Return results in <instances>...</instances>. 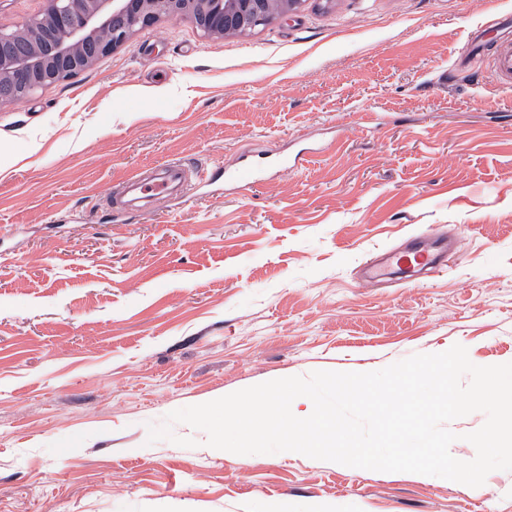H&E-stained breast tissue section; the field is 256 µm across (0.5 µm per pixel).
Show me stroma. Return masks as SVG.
<instances>
[{
	"label": "stroma",
	"mask_w": 512,
	"mask_h": 512,
	"mask_svg": "<svg viewBox=\"0 0 512 512\" xmlns=\"http://www.w3.org/2000/svg\"><path fill=\"white\" fill-rule=\"evenodd\" d=\"M512 0H306L247 36L186 16L0 109V512H512L482 490L302 454L215 452L171 411L463 345L512 362ZM277 152L251 185L223 168ZM170 159L184 196L107 204ZM452 236L429 276L357 271Z\"/></svg>",
	"instance_id": "obj_1"
}]
</instances>
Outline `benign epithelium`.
<instances>
[{
	"mask_svg": "<svg viewBox=\"0 0 512 512\" xmlns=\"http://www.w3.org/2000/svg\"><path fill=\"white\" fill-rule=\"evenodd\" d=\"M44 10L33 17L41 46L21 43L17 34L0 29V78L7 72L30 74L28 94L73 77L99 57L120 46L130 34L127 19L150 25L159 18L166 0H45ZM303 0H247L251 13L240 9L241 0H212L205 33L222 38L240 30L271 23L295 12Z\"/></svg>",
	"mask_w": 512,
	"mask_h": 512,
	"instance_id": "benign-epithelium-1",
	"label": "benign epithelium"
}]
</instances>
